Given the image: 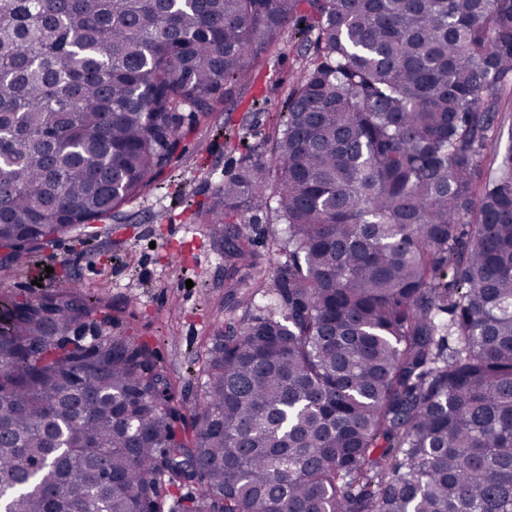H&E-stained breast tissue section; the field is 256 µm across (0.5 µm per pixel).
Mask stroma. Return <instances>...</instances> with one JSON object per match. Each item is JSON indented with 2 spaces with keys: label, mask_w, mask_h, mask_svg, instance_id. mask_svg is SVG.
<instances>
[{
  "label": "stroma",
  "mask_w": 512,
  "mask_h": 512,
  "mask_svg": "<svg viewBox=\"0 0 512 512\" xmlns=\"http://www.w3.org/2000/svg\"><path fill=\"white\" fill-rule=\"evenodd\" d=\"M302 64L293 28L284 25L250 97L223 103L210 119L187 129L176 176L163 188L151 185L131 198L123 207L127 222H96L92 239L85 229L71 231L33 251L22 266L0 273V331L19 301L65 287L94 292L129 334L155 350L171 375L184 420H191L206 350L225 319L224 250L211 225L196 214L213 204L218 183L241 157L264 154L267 115L281 109L284 91ZM254 95L265 99L266 109L255 114L253 131L242 140L226 139L224 128H237ZM247 216L252 271L270 274L283 226L261 207Z\"/></svg>",
  "instance_id": "1"
}]
</instances>
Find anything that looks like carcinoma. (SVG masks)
<instances>
[{"mask_svg": "<svg viewBox=\"0 0 512 512\" xmlns=\"http://www.w3.org/2000/svg\"><path fill=\"white\" fill-rule=\"evenodd\" d=\"M295 18L313 54L270 158L201 215L240 288L244 212L286 227L191 433L99 298L28 300L0 332L9 512H164L188 485L170 512H512V0H0V270L120 218ZM98 314L112 335H73Z\"/></svg>", "mask_w": 512, "mask_h": 512, "instance_id": "1", "label": "carcinoma"}]
</instances>
